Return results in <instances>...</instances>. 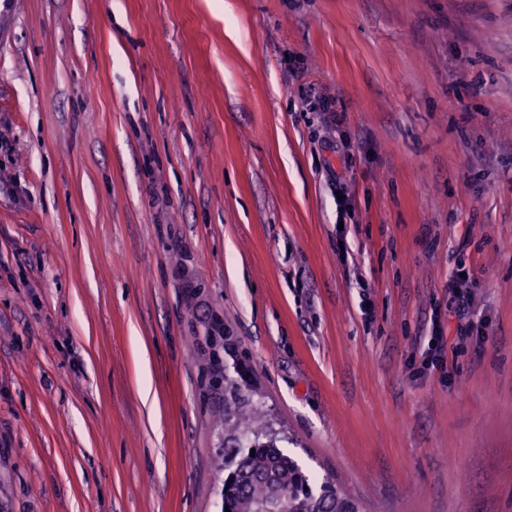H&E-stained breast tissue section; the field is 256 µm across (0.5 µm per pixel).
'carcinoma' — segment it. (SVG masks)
Returning a JSON list of instances; mask_svg holds the SVG:
<instances>
[{
    "instance_id": "1",
    "label": "carcinoma",
    "mask_w": 512,
    "mask_h": 512,
    "mask_svg": "<svg viewBox=\"0 0 512 512\" xmlns=\"http://www.w3.org/2000/svg\"><path fill=\"white\" fill-rule=\"evenodd\" d=\"M195 349L208 352V363L202 368L208 395L224 401L215 469L220 512H261L270 498L272 482L285 493L283 512L359 509L334 483L316 484L299 460L284 449L288 436L274 427L267 410L251 394L249 371L231 347L221 320H214L206 336L195 337Z\"/></svg>"
}]
</instances>
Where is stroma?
Instances as JSON below:
<instances>
[{"mask_svg": "<svg viewBox=\"0 0 512 512\" xmlns=\"http://www.w3.org/2000/svg\"><path fill=\"white\" fill-rule=\"evenodd\" d=\"M216 314L364 512H512V0H0L12 512H219Z\"/></svg>", "mask_w": 512, "mask_h": 512, "instance_id": "1", "label": "stroma"}]
</instances>
